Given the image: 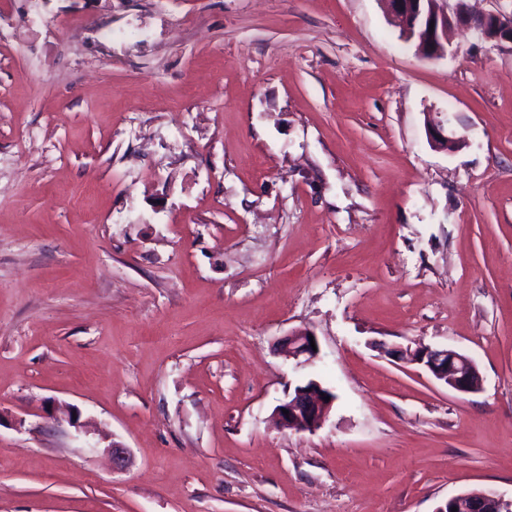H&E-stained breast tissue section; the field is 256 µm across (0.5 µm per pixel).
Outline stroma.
Segmentation results:
<instances>
[{"label": "stroma", "instance_id": "35a3bbf8", "mask_svg": "<svg viewBox=\"0 0 512 512\" xmlns=\"http://www.w3.org/2000/svg\"><path fill=\"white\" fill-rule=\"evenodd\" d=\"M452 41L380 0H0V512L512 498V44ZM308 379L329 416L279 430ZM310 336L314 337L317 351L310 344ZM278 354L296 361V364H307L317 358L319 344L317 338L310 332L295 331L280 339L277 346ZM390 354L408 363L423 366L436 380L457 392H474L481 385L474 361L453 348L420 346L412 351L395 347L390 350Z\"/></svg>", "mask_w": 512, "mask_h": 512}]
</instances>
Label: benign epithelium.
Listing matches in <instances>:
<instances>
[{"mask_svg":"<svg viewBox=\"0 0 512 512\" xmlns=\"http://www.w3.org/2000/svg\"><path fill=\"white\" fill-rule=\"evenodd\" d=\"M388 14L402 24L401 37L412 44L416 52L429 60L444 57L448 52V29L465 26L486 42L512 43V11L473 13L464 0H381ZM429 142L432 146L447 149L453 141L444 134L443 122L431 119L427 123ZM312 333L295 331L280 339L278 354L298 364L312 362L318 356L310 344ZM390 354L408 363L423 366L436 380L460 393L479 389L481 379L477 366L467 355L453 348L420 346L415 350L395 347ZM330 400H324V397ZM335 396L314 380L312 384H299L288 399L275 409L279 425L284 430L313 432L329 414ZM289 414H284V411ZM107 451L112 457V467L124 469L129 464L127 449L117 442H110ZM512 512V499H505L495 491H460L449 496L435 510L448 512Z\"/></svg>","mask_w":512,"mask_h":512,"instance_id":"benign-epithelium-1","label":"benign epithelium"}]
</instances>
